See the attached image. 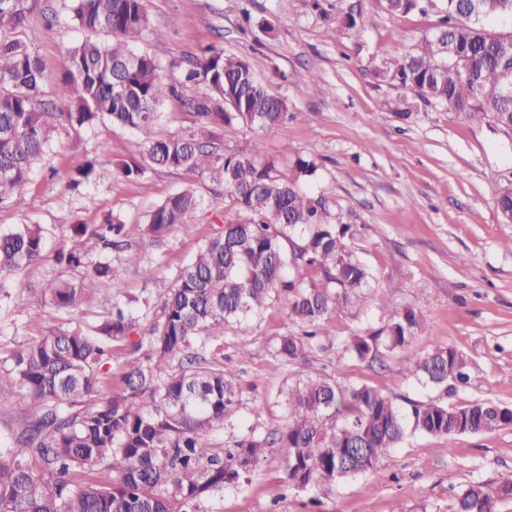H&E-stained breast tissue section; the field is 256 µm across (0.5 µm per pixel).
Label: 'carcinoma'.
I'll return each mask as SVG.
<instances>
[{
  "mask_svg": "<svg viewBox=\"0 0 512 512\" xmlns=\"http://www.w3.org/2000/svg\"><path fill=\"white\" fill-rule=\"evenodd\" d=\"M383 10L406 14L422 0H379ZM439 14L420 51L392 64L382 76L425 102L445 104L470 121L496 120L512 126V97L502 93L512 77V33L492 31L488 22L512 12V0H434ZM73 10L88 36L67 50L54 111L41 112L36 98L44 81L40 60L7 36L27 20L29 0H0V200L22 205V189L60 127L111 123L147 134V165L122 163V173L140 176L145 167L183 171L224 186L248 218L226 224L181 269L161 303V319L148 337L137 335L153 304L124 309L115 300L122 272L108 261L90 263L84 238H97L120 253L127 247L125 223L112 214L104 223L72 224L68 245L55 262L79 278L59 276L43 288L60 313L82 307L89 283L110 281L112 310L84 323L61 326L14 350L0 368V403L24 393L21 432L0 450V512H177L238 481L259 463L269 442L247 435L220 451L207 433L238 411V374L224 362L199 353L224 324L242 323L274 297L288 298L289 314L308 327L305 337L331 336L326 315L349 304L370 278L352 257L348 224L328 220L324 204L305 194L298 179L315 172L301 157L296 176L277 173L274 161L256 147L250 154L225 155L216 146L236 123L280 127L288 117L282 99L259 81L243 58L216 47L187 61L185 81L202 82L222 102L206 99L196 108L197 129L184 135H151L161 103L176 94L160 63L136 47L150 19L145 0H74ZM96 160L69 174L68 187L94 182ZM200 206L184 188L144 215L143 232L163 242L188 224ZM49 230L19 224L0 230V272H17L42 258ZM297 236L292 253L282 240ZM316 272L321 282L305 286L286 276L288 267ZM390 350L405 348L426 318L421 310L383 315ZM303 337V338H305ZM299 336L279 337L276 354L293 362L305 357ZM375 336H353L346 349L359 359L373 351ZM125 352L120 391L104 366L112 351ZM469 358L437 347L415 359L412 373L438 386L469 380ZM291 421L281 435L287 448L288 482L307 488L374 470L408 429L427 435L483 433L512 426V408L489 401L462 407L416 406L412 417L368 385L340 386L325 378L300 381L288 391ZM103 464L112 483L93 475ZM512 498V483L473 484L455 500V512H497Z\"/></svg>",
  "mask_w": 512,
  "mask_h": 512,
  "instance_id": "cac0c4a2",
  "label": "carcinoma"
}]
</instances>
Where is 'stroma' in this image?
Segmentation results:
<instances>
[{
	"label": "stroma",
	"mask_w": 512,
	"mask_h": 512,
	"mask_svg": "<svg viewBox=\"0 0 512 512\" xmlns=\"http://www.w3.org/2000/svg\"><path fill=\"white\" fill-rule=\"evenodd\" d=\"M146 8L150 27L138 45L180 92L162 106L157 133L193 131L194 102L207 92L202 84L182 85L179 63L212 45L247 59L293 118L272 131L237 124L222 150L247 154L262 145L288 178L295 176L296 156L314 161L316 172L300 180L302 190L322 200L331 222L352 225L349 249L371 274L353 303L329 313L332 337L309 341L303 360L287 364L275 355L279 336L302 331L282 300L211 338L208 356L238 373L241 395L237 416L208 433L210 446L225 448L249 433L271 445L237 484L200 501L199 512H453L455 494L469 485L512 481V427L447 436L411 432L376 471L305 490L287 486L278 443L289 418L280 394L310 377L374 387L407 415L416 405L475 400L512 408V224L504 223L496 200L498 188L512 181V133L488 121H462L379 76L396 58L418 51L435 15L394 16L378 0H146ZM11 36L40 59L46 80L39 103L50 109L63 52L84 36L69 0H36ZM397 99L405 118L391 110ZM144 142V135L109 123L63 128L31 173L23 206L0 201V229L42 224L50 230L42 261L6 277L0 366L19 345L67 321L43 294L60 274L54 255L65 244L62 226L120 216L131 248L115 254L90 238L86 250L91 260L121 268V302L137 297L157 305L207 239L222 225L244 222L237 203L214 183L163 169L122 175L123 162L143 159ZM89 158L98 161L94 183L67 189L70 171ZM190 185L202 199L191 222L163 246L144 238L145 213ZM149 266L156 270L151 278L143 274ZM409 308L424 311L427 320L408 352L380 343L362 360L346 351L349 337L384 330L382 312ZM439 346L469 357L468 384L448 390L412 374L409 353Z\"/></svg>",
	"instance_id": "stroma-1"
}]
</instances>
